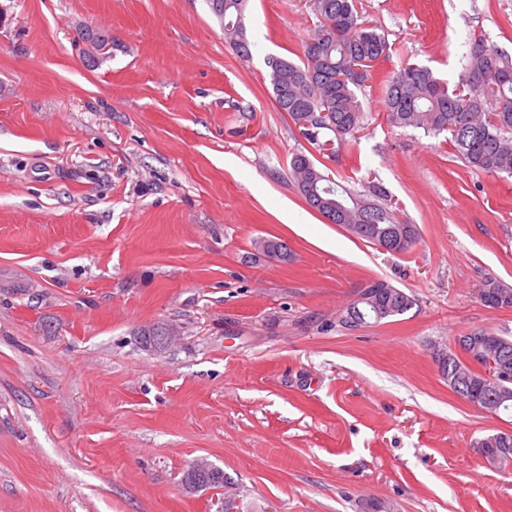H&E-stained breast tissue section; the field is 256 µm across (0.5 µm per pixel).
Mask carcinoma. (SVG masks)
I'll use <instances>...</instances> for the list:
<instances>
[{
  "label": "carcinoma",
  "instance_id": "obj_1",
  "mask_svg": "<svg viewBox=\"0 0 512 512\" xmlns=\"http://www.w3.org/2000/svg\"><path fill=\"white\" fill-rule=\"evenodd\" d=\"M247 0H209L213 13L224 23V37L243 57L251 56L244 12ZM319 19L316 33L302 44L303 60L269 58L271 85L279 111L287 113L301 135L322 158L336 155L335 144L356 137L364 128V112L356 90L372 78L371 70L358 80H339L351 66L375 62L389 51L385 36L361 21L355 0H312ZM466 63L455 86L436 78L431 69L405 64L380 80L386 121L396 127H412L426 134H448L457 158L473 171L512 174V58L476 37L465 55ZM290 176L306 204L315 212L341 224L353 235L372 245L376 237L390 233L408 237L397 250L410 251L419 238V229L398 217V209L380 188L368 194L353 192L326 176L307 154L290 159ZM262 252L270 259L286 263L292 254L283 241L263 239ZM487 296L493 308H512V288L488 279ZM364 300L351 303L342 322L354 327L379 312L374 322L401 316L416 304L413 296L389 283H368ZM484 359L475 350L459 355L451 350L439 361L448 387L481 389L486 396L481 372ZM480 453L488 462L512 459V433L498 432L479 441ZM182 483L194 490L225 487V476L192 484L190 473Z\"/></svg>",
  "mask_w": 512,
  "mask_h": 512
}]
</instances>
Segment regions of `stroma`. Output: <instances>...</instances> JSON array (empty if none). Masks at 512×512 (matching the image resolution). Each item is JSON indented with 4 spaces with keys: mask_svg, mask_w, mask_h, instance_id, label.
Returning a JSON list of instances; mask_svg holds the SVG:
<instances>
[{
    "mask_svg": "<svg viewBox=\"0 0 512 512\" xmlns=\"http://www.w3.org/2000/svg\"><path fill=\"white\" fill-rule=\"evenodd\" d=\"M404 63L456 80L471 38L512 56V0H357ZM252 56L207 0H0V512H512V432L460 398L436 353L512 337V177L443 137L365 127L329 174L382 185L420 237L404 254L327 223L289 162L310 144L277 110L269 57L297 59L308 0H248ZM110 45L85 61L79 34ZM283 240L288 263L261 254ZM382 279L402 316L348 329ZM176 323L163 354L139 328ZM227 490L187 491L198 459ZM487 296L492 299L491 308H512V288L499 283L495 279H488L486 283ZM480 453L486 460L495 465L493 460L499 459L498 465H507L508 459L512 462V451L505 454L500 448H512V433L498 432L490 434L479 441ZM493 448H496L495 450ZM484 453L486 455H484ZM497 457V458H496ZM496 461V460H495Z\"/></svg>",
    "mask_w": 512,
    "mask_h": 512,
    "instance_id": "1",
    "label": "stroma"
}]
</instances>
